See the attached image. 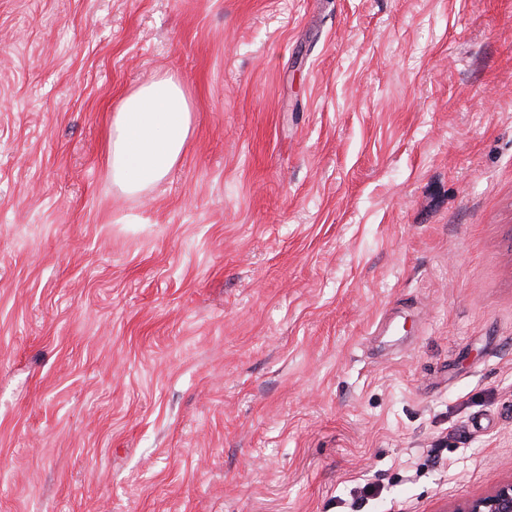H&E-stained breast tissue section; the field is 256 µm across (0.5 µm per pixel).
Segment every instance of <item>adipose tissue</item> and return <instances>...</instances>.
<instances>
[{"mask_svg":"<svg viewBox=\"0 0 512 512\" xmlns=\"http://www.w3.org/2000/svg\"><path fill=\"white\" fill-rule=\"evenodd\" d=\"M192 109L184 83L152 77L127 95L112 114L108 162L112 183L135 194L166 178L191 132Z\"/></svg>","mask_w":512,"mask_h":512,"instance_id":"1","label":"adipose tissue"}]
</instances>
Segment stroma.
<instances>
[{"instance_id":"stroma-1","label":"stroma","mask_w":512,"mask_h":512,"mask_svg":"<svg viewBox=\"0 0 512 512\" xmlns=\"http://www.w3.org/2000/svg\"><path fill=\"white\" fill-rule=\"evenodd\" d=\"M166 73L188 142L123 194ZM509 480L512 0H0V512ZM191 124V103L181 80L164 74L140 85L112 114V184L122 193L135 194L166 178L179 161Z\"/></svg>"}]
</instances>
